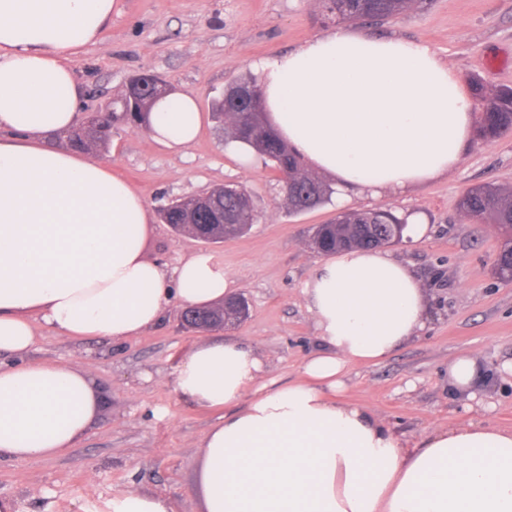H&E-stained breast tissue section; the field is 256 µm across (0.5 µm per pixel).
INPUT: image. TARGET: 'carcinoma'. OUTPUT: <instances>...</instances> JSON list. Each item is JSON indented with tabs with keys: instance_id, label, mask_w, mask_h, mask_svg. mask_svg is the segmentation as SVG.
Returning <instances> with one entry per match:
<instances>
[{
	"instance_id": "cac0c4a2",
	"label": "carcinoma",
	"mask_w": 512,
	"mask_h": 512,
	"mask_svg": "<svg viewBox=\"0 0 512 512\" xmlns=\"http://www.w3.org/2000/svg\"><path fill=\"white\" fill-rule=\"evenodd\" d=\"M323 15L333 13L336 23L369 20L388 21L407 9L412 3L426 0H320ZM476 97L483 106L477 134L484 140L499 137L512 130V88L502 87L486 92L479 81H474ZM158 98L143 89L135 95H125L112 102V117L100 119L85 126H76L60 134L68 148L79 151L106 149L112 142V130L118 125L131 128L145 127L149 112ZM212 117L224 127L231 141L247 144L265 161L291 177L286 201L293 212L312 210L332 200V184L312 175L302 159L275 133L260 116L232 107H225L220 98L211 104ZM460 210L470 220L497 226L502 244L494 262V272L504 280H512V187L494 184L470 188L461 198ZM160 221L176 234L192 233L213 238L235 237L246 225L258 221V215L248 198L235 195L224 185L213 188L202 197L188 196L177 204L168 203L158 211ZM391 242H399L405 230L404 220L390 209L375 207L336 214V218L316 228L312 245L320 253L343 249L371 248L370 230Z\"/></svg>"
}]
</instances>
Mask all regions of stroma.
<instances>
[{"label": "stroma", "instance_id": "obj_1", "mask_svg": "<svg viewBox=\"0 0 512 512\" xmlns=\"http://www.w3.org/2000/svg\"><path fill=\"white\" fill-rule=\"evenodd\" d=\"M355 27L374 37L422 40L459 65L466 79L492 90L512 87V0H432L386 23L359 20ZM334 29L318 0H121L120 14L73 60L84 113L118 97L143 73L196 97L206 116L183 149L122 126L95 157L126 178L153 213L166 200L226 184L249 192L259 218L243 236L205 244L156 221L147 225L142 246L147 259L168 270L195 254L213 256L248 300L250 315L216 332L190 331L173 299L158 324L123 340L72 338L35 320L26 359L88 373L98 408L67 455L0 460V497L14 499L18 512H102L106 500L131 487L170 498L176 512H202L200 442L218 414L177 393L174 378L184 357L215 338L240 340L261 357L262 380L302 379L304 362L321 347L304 292L323 260L310 235L335 217L336 206L289 210L276 172L263 159L232 150L207 113L234 80L254 75L256 62ZM479 184L512 187V132L491 141L472 138L446 176L351 203L401 217L419 213L428 225L422 239L388 248L425 289V331L381 363L351 366L341 394L408 444L439 426L512 428V373L504 369L512 362V281L493 271L501 235L495 225L464 219L458 208L462 194ZM464 354L476 357L483 374L470 398L448 384L449 361Z\"/></svg>", "mask_w": 512, "mask_h": 512}]
</instances>
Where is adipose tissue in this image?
Here are the masks:
<instances>
[{"label":"adipose tissue","mask_w":512,"mask_h":512,"mask_svg":"<svg viewBox=\"0 0 512 512\" xmlns=\"http://www.w3.org/2000/svg\"><path fill=\"white\" fill-rule=\"evenodd\" d=\"M120 0H0V459L66 455L97 400L84 372L26 361L30 315L56 331L115 340L156 325L169 298L207 308L234 282L197 254L166 271L142 249L148 208L107 164L49 144L76 122L71 61ZM266 118L336 200L404 192L456 169L473 132L462 70L425 42L339 29L256 64ZM202 124L174 93L149 117L155 141L180 149ZM305 292L324 351L304 378L258 383L263 363L239 341H207L182 362L176 389L219 410L203 436V512H512V428L427 430L407 446L363 407L340 400L346 369L390 357L426 325L421 282L370 249L326 259ZM104 512H175L141 490Z\"/></svg>","instance_id":"1"}]
</instances>
